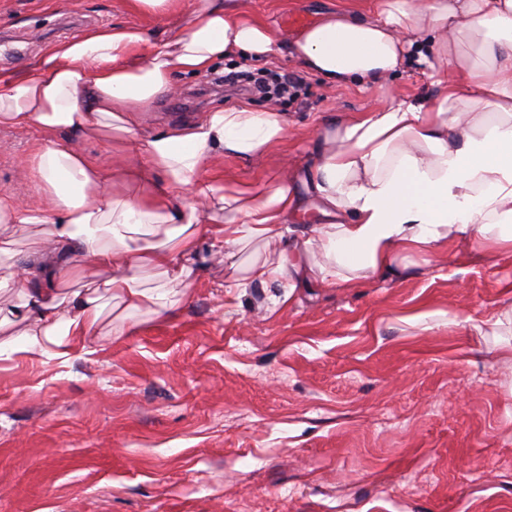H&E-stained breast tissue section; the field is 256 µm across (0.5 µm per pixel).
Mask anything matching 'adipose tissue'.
<instances>
[{"instance_id": "ef3b65f1", "label": "adipose tissue", "mask_w": 512, "mask_h": 512, "mask_svg": "<svg viewBox=\"0 0 512 512\" xmlns=\"http://www.w3.org/2000/svg\"><path fill=\"white\" fill-rule=\"evenodd\" d=\"M130 4L189 20L161 46L135 25L91 29L53 46L36 75L0 79V128H39L28 166L55 200L43 210L0 195V253L10 252L17 227H48L33 242L40 267L0 274V288L29 287L15 311L24 329L0 343V356L64 365L88 354L102 316L96 297L64 298L47 285L74 258L111 268L102 286L127 310L163 318V295L143 287L144 272L183 282L204 248L229 260L251 241L278 243L277 260L253 262L232 285L292 289L394 279L412 256L429 264L464 246L512 251V0H375L371 11L340 9L291 36L247 14L242 0ZM276 55L380 92L412 59L438 88L431 100L394 98L322 124L308 186L324 221L307 238L282 232L301 209L288 166L262 185L224 174L225 156L261 158L284 140L288 122L276 109H215L183 127L137 133L140 113L171 96L176 75ZM63 130L75 143L59 142ZM99 138L117 143L119 166H101L78 145ZM131 234L152 242L131 245ZM313 245L321 260L308 259Z\"/></svg>"}]
</instances>
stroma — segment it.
Masks as SVG:
<instances>
[{"label": "stroma", "mask_w": 512, "mask_h": 512, "mask_svg": "<svg viewBox=\"0 0 512 512\" xmlns=\"http://www.w3.org/2000/svg\"><path fill=\"white\" fill-rule=\"evenodd\" d=\"M243 2L295 34L297 18L315 24L342 0ZM122 23L157 43L174 35L128 0H0V79L34 75L57 43ZM245 69L303 78L279 105L292 127L280 152L298 181L321 121L381 103L285 56L233 59L176 76L180 96L159 100L143 127L265 108L212 80ZM437 92L412 63L386 95ZM38 138L0 130V194L48 209L26 165ZM280 152L225 157L224 171L268 181ZM143 285L164 288L172 317L106 296L91 354L63 366L0 361V512H512V363L498 351L512 324L485 323L512 303L511 252L418 261L353 288L299 287L288 302L280 285L229 287L223 258L206 250L188 286L150 275Z\"/></svg>", "instance_id": "1"}]
</instances>
